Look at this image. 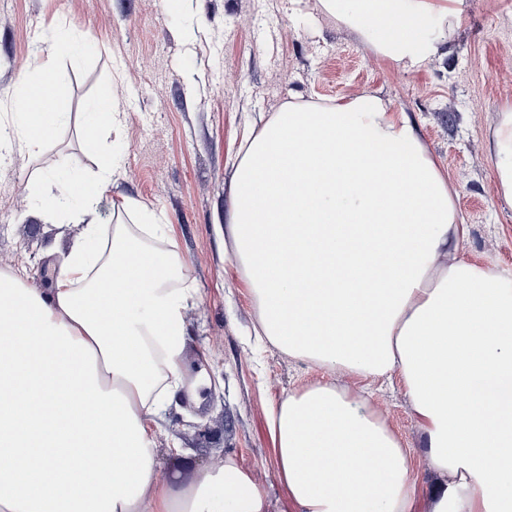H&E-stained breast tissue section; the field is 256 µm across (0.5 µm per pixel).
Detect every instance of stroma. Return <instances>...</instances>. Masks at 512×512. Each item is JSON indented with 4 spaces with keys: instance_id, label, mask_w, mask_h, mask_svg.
<instances>
[{
    "instance_id": "35a3bbf8",
    "label": "stroma",
    "mask_w": 512,
    "mask_h": 512,
    "mask_svg": "<svg viewBox=\"0 0 512 512\" xmlns=\"http://www.w3.org/2000/svg\"><path fill=\"white\" fill-rule=\"evenodd\" d=\"M312 2L182 0L170 10L162 0H0V126L12 123L17 75L38 77L53 50L72 113L39 157L17 151L0 163V270L46 290L82 227L44 222L30 179L87 175L113 162L98 223L115 224L122 196L143 202L171 227L161 247L175 261L174 287L194 289L181 367L196 396L175 399L152 428L156 479L167 480L176 447L202 466L230 457L266 487L269 512H295L270 408L324 374L256 336L252 292L224 244L233 163L259 118L296 101L381 96L415 121L453 185L467 230L463 256L512 275V204L497 190L490 150L499 113L512 109V0H463L437 55L412 69L378 56ZM85 36L97 42L95 53L62 52ZM106 85L121 128L92 150L78 115ZM371 391L427 492L433 474L401 382L379 381Z\"/></svg>"
}]
</instances>
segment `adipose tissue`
I'll list each match as a JSON object with an SVG mask.
<instances>
[{
  "label": "adipose tissue",
  "mask_w": 512,
  "mask_h": 512,
  "mask_svg": "<svg viewBox=\"0 0 512 512\" xmlns=\"http://www.w3.org/2000/svg\"><path fill=\"white\" fill-rule=\"evenodd\" d=\"M460 0H317L378 55L411 69L436 53L427 17ZM19 73L0 149L39 154L71 114L34 123ZM121 126L110 87L80 116L85 142ZM512 202V113L492 133ZM111 166L41 188L53 221L70 202L83 230L48 293L0 272V512H268L232 458L177 455L154 479L150 432L184 387L183 313L172 262L147 239L168 227L123 197L125 224L95 220ZM455 192L404 112L364 93L291 102L244 140L225 233L258 308L259 334L288 357L356 377L289 394L269 420L295 512H512V276L459 256ZM448 264H438L441 254ZM400 374L434 473L427 499L411 454L366 386Z\"/></svg>",
  "instance_id": "adipose-tissue-1"
}]
</instances>
